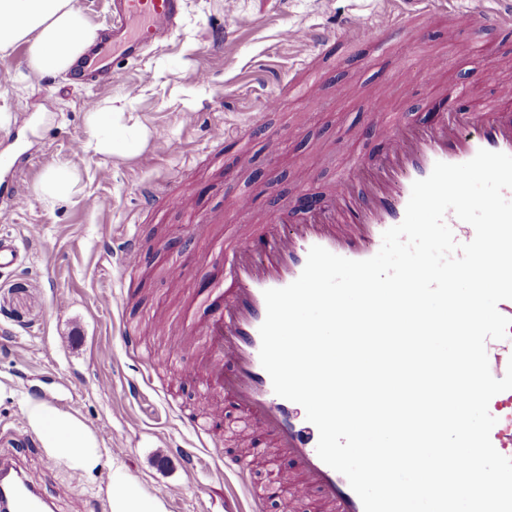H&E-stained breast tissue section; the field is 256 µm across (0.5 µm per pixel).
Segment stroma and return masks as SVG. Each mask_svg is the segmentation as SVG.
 Segmentation results:
<instances>
[{"instance_id": "obj_1", "label": "stroma", "mask_w": 512, "mask_h": 512, "mask_svg": "<svg viewBox=\"0 0 512 512\" xmlns=\"http://www.w3.org/2000/svg\"><path fill=\"white\" fill-rule=\"evenodd\" d=\"M382 7L383 0H186L174 35L121 65L102 89L68 76H27V45L0 52V113L10 115L0 127V236L26 256L24 267L0 268V380L17 391L0 402V458L18 463L51 512H109L106 489L116 467L141 492L169 490L167 512H249L251 495L268 475L291 478L288 461L266 448L262 461H244L248 486L240 488L183 425L209 408L197 380L168 378L160 364L175 344L169 322L189 311L224 262L195 232L199 219H210V232L223 234L243 195L255 203L253 223H261L302 191L323 195L346 159L373 160L382 145L362 131L382 80L394 88L390 111L417 125L439 120L441 104L466 112L512 88L511 34L477 28L452 44L448 20L438 15L416 20V39L393 34L382 52L376 41L339 36L317 62L321 103L289 91V83L306 77L308 50L284 41V28H330L346 15L366 27ZM242 16L249 25H238ZM214 25L224 28L217 51L209 42ZM489 43L501 45L502 60L483 66L475 53ZM430 58L442 62L437 85L415 71ZM144 69L150 80H141ZM202 69L209 82L198 81ZM282 96L286 109L264 112L267 100ZM89 97L121 108L128 123L146 125V145L124 157L71 152L72 142L92 135L84 108ZM40 112L52 120L34 135L29 125ZM188 112L198 113L195 125L185 124ZM255 112L263 115L258 127L249 124ZM221 126L230 136L212 140ZM273 133L280 136L275 154L268 144ZM59 164L78 169L79 190L44 203L35 187ZM306 168L317 174L307 189L298 180ZM184 171L191 175V207L142 206V183L174 191ZM16 185L29 197L26 206L7 201ZM106 197L108 209L100 205ZM30 224L40 226L39 239L27 238ZM129 234L143 249L134 269L117 267L102 248L104 240ZM176 266L185 273L178 288L169 277ZM110 290L117 303L100 307L99 296ZM128 329L140 333L146 356L126 353ZM30 398L77 414L98 437L103 456L93 473L73 476L49 458L21 414Z\"/></svg>"}]
</instances>
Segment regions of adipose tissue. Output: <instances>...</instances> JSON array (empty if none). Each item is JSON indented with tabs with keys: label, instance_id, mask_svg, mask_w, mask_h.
<instances>
[{
	"label": "adipose tissue",
	"instance_id": "ef3b65f1",
	"mask_svg": "<svg viewBox=\"0 0 512 512\" xmlns=\"http://www.w3.org/2000/svg\"><path fill=\"white\" fill-rule=\"evenodd\" d=\"M98 40V31L73 0H0V51L27 44V67L35 77L67 74ZM93 132L87 150L101 156L124 155L142 146L147 129L127 124L123 113L108 107L87 112ZM27 423L47 455L75 473L88 474L101 461L96 435L75 414L38 400L24 404ZM110 512H166L162 499L135 491L126 474L113 469Z\"/></svg>",
	"mask_w": 512,
	"mask_h": 512
}]
</instances>
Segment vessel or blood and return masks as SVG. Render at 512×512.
Returning a JSON list of instances; mask_svg holds the SVG:
<instances>
[{
    "label": "vessel or blood",
    "mask_w": 512,
    "mask_h": 512,
    "mask_svg": "<svg viewBox=\"0 0 512 512\" xmlns=\"http://www.w3.org/2000/svg\"><path fill=\"white\" fill-rule=\"evenodd\" d=\"M185 0H112L109 26L92 57L78 62L74 76L85 85L104 87L112 82V55L139 60L143 53L164 43L184 11ZM410 13L440 14L448 18V39L456 41L473 24L512 27V0H479L478 7L449 9L446 0H406ZM399 6L380 13L373 35L404 26ZM286 41L308 44L317 57L331 36L326 31H283ZM389 85H382L374 100L373 124L383 144L372 165L358 159L348 164L333 182L322 202L302 209L290 203L266 223L213 240L225 254L223 267L208 288L195 299L198 322L176 321L171 333L180 349L197 354L188 367L200 375L216 395L207 421L194 422L199 433H208L224 419L225 404L235 405L257 426L278 452L293 465L296 497L314 494L310 512H363L347 478L325 464L317 454L319 433L297 413L298 405L275 394L269 374L262 367L259 328L266 316L263 293L282 288L301 274L312 246L353 260L374 256L385 230L405 215L414 181L430 175L436 162L460 164L478 150L512 154V107L492 101L469 112H452L428 125L406 124L388 109ZM145 205H186L181 194L165 195L155 185L143 187ZM142 248L137 237L121 243L115 256L124 268L136 267ZM494 377H503L512 361V334L486 344ZM495 417L490 438L495 449L512 458V390L495 395L489 403ZM49 504L30 485L19 487L13 512H47Z\"/></svg>",
    "instance_id": "obj_1"
}]
</instances>
